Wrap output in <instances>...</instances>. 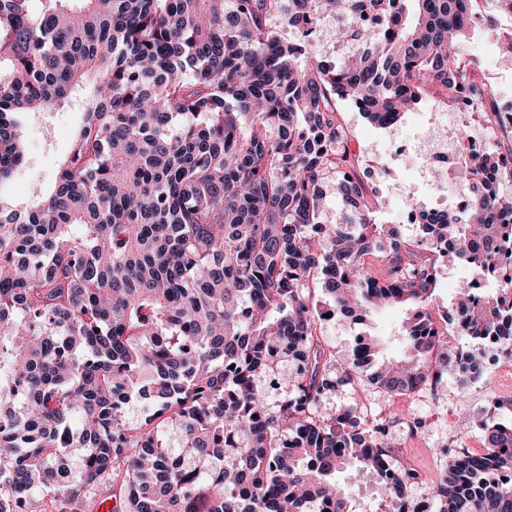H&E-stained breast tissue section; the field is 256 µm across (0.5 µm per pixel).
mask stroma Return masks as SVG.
<instances>
[{"label": "stroma", "instance_id": "35a3bbf8", "mask_svg": "<svg viewBox=\"0 0 512 512\" xmlns=\"http://www.w3.org/2000/svg\"><path fill=\"white\" fill-rule=\"evenodd\" d=\"M459 51L465 57L479 58L482 73L491 76L505 91L506 101L512 102V54L502 51L499 41L487 44L475 34L460 44ZM432 107L431 97H424L396 125L382 128L371 124L352 103L338 104L343 123L353 132L356 156L363 165L377 168L376 173L366 177L375 201L372 214L375 223L398 225L401 236L409 241L419 240V227L401 223L400 203L389 197L388 186L396 182L410 186L417 201L430 209L436 206L435 198L426 178L401 168L394 161L385 172L380 171L379 164L392 136L404 133L416 113L431 111ZM81 117L82 109L75 105L24 118L28 162L7 186L13 197L27 199L33 182L53 181ZM403 317L401 308L390 307L377 310L370 320L371 334L380 336L387 356L398 359L404 355L399 339ZM359 331V326L341 315L321 321L317 326L322 345L340 360L351 354ZM496 354V360L486 364L482 375L475 380L465 381L448 373L438 383L423 385L406 395H393L365 382L358 391L347 389L325 398L317 411L326 416L352 405L367 419L388 422L394 442L393 467L409 468L419 475L407 487L404 497L410 512H438L436 488L451 464L464 452L481 450L483 427L497 417L494 399L512 396V356L502 348ZM465 417L470 420L466 426L461 423ZM415 420L421 421L423 427L414 434L409 426Z\"/></svg>", "mask_w": 512, "mask_h": 512}]
</instances>
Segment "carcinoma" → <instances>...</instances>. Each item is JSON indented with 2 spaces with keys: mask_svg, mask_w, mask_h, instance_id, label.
<instances>
[{
  "mask_svg": "<svg viewBox=\"0 0 512 512\" xmlns=\"http://www.w3.org/2000/svg\"><path fill=\"white\" fill-rule=\"evenodd\" d=\"M476 2L0 0V187L26 160L18 115L71 106L90 85L52 187L25 202L0 192V512H42L48 495L79 512L84 488L108 482L124 512H352L334 475L385 468L404 496L418 475L391 466L387 424L317 406L364 365L395 394L444 371L479 377L483 358L448 351L432 312L451 262L468 271L454 333L512 345V273L499 266L512 137L466 156L470 211L424 212V254L374 223L337 102L388 127L436 87L496 123L495 88L458 51ZM331 11L350 27H323ZM283 13L302 38L281 36ZM352 32L343 60L307 40ZM328 178L344 224L322 205ZM314 281L357 321L407 308L406 358L362 334L334 367L313 334ZM283 360L295 372L272 409L258 384ZM134 397L147 415L128 428ZM169 421L179 453L159 429ZM499 469L512 470V419L451 465L439 512H512V480H487Z\"/></svg>",
  "mask_w": 512,
  "mask_h": 512,
  "instance_id": "1",
  "label": "carcinoma"
}]
</instances>
